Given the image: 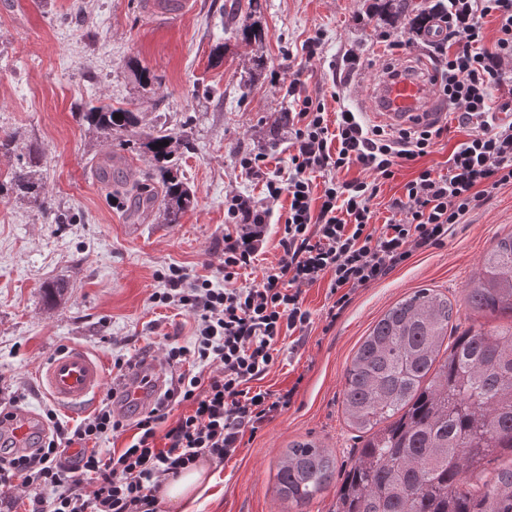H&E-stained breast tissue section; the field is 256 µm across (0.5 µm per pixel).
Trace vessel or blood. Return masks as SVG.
<instances>
[{
    "mask_svg": "<svg viewBox=\"0 0 512 512\" xmlns=\"http://www.w3.org/2000/svg\"><path fill=\"white\" fill-rule=\"evenodd\" d=\"M196 0H140L143 14L159 20H173L193 12ZM374 118L389 126H406L413 121L434 120V93L428 76L402 66L382 75L372 92ZM38 380L60 407L69 409L82 405L104 385L102 363L84 349L73 347L53 354L38 373ZM162 375L155 366L133 367L119 388L127 401L140 402L149 392L158 391ZM40 429L34 412L17 410L14 440L25 448Z\"/></svg>",
    "mask_w": 512,
    "mask_h": 512,
    "instance_id": "vessel-or-blood-1",
    "label": "vessel or blood"
}]
</instances>
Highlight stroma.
<instances>
[{
	"label": "stroma",
	"instance_id": "obj_1",
	"mask_svg": "<svg viewBox=\"0 0 512 512\" xmlns=\"http://www.w3.org/2000/svg\"><path fill=\"white\" fill-rule=\"evenodd\" d=\"M0 0V406L38 415L55 409L74 428L98 408L99 397L64 410L41 390L37 373L55 351L81 347L98 358L105 388L116 385V358L161 363L165 381L179 374L164 365L170 342L192 343L186 312L151 303L163 290L160 272L179 266L223 286L219 266L231 196L262 201V185L240 166L249 154H266L270 169L288 166L287 130L274 120L288 111L285 91L300 80L303 94L326 112L360 111L377 73L389 60L433 69L422 39L407 20L381 15L376 0H197L194 13L159 23L138 0ZM253 19L263 45L242 40L238 27ZM406 42L388 53L380 34ZM320 36L317 56L304 42ZM360 63L350 66L347 57ZM154 80L141 87L137 73ZM104 101L140 112L146 125L187 131L177 166L191 189L192 206L179 223H162L164 190L140 128L115 134L103 145L80 117ZM432 153L397 167L374 200L375 224L424 168L446 172L453 148L468 127L447 113ZM40 151L37 173L44 204L11 186L30 150ZM512 232V185L454 225L444 244L418 251L382 281L359 289L336 321L327 281L302 294L311 325L301 346L281 348L262 388L298 386L287 410L255 435L244 436L232 458L209 461L215 483L196 512H334L328 487L308 506L280 498L277 472L292 442L313 440L337 462L356 458L361 441L343 407L345 372L383 314L419 288L448 296L457 336L469 327L490 330L503 320L472 313L466 286L498 238Z\"/></svg>",
	"mask_w": 512,
	"mask_h": 512
}]
</instances>
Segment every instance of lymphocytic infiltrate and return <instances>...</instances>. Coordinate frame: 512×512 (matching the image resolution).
Returning <instances> with one entry per match:
<instances>
[{
	"mask_svg": "<svg viewBox=\"0 0 512 512\" xmlns=\"http://www.w3.org/2000/svg\"><path fill=\"white\" fill-rule=\"evenodd\" d=\"M488 16L498 23L490 50L480 24ZM435 30L440 60L433 82L473 128L450 154L447 172L421 170L391 203L392 218L375 226L372 201L381 181L396 166L430 154L442 127L389 131L348 110L331 121L323 103L290 83L288 170L269 171L260 153L242 159L246 174L263 181L265 197L260 204L242 195L230 199L235 229L224 236L223 287L172 266L161 275L164 291L150 297L195 322L192 346L172 343L165 353L167 363L185 367L176 384L136 422L115 412L110 392L75 428L55 427L31 448H6L0 454L1 488L16 480L35 488L31 512H157V492L169 476L206 457L230 458L244 433H257L291 405L295 388L270 391L255 383L274 364L280 340L306 334L311 313L303 306L304 288L327 280L335 296L327 316L336 318L358 289L383 280L414 252L442 245L454 224L493 190L512 184V122L488 121L494 89L512 85V70L502 67L512 60V0H448ZM353 165L369 172V179L339 180L338 172ZM317 175L324 184L318 198ZM283 196L289 199L279 241L283 256L263 269L260 281L240 283L242 271L258 260ZM173 401L192 410L160 431ZM130 427L135 433L125 448L108 454L98 449V441ZM85 475L96 479L88 496L79 489Z\"/></svg>",
	"mask_w": 512,
	"mask_h": 512,
	"instance_id": "f902f5d3",
	"label": "lymphocytic infiltrate"
}]
</instances>
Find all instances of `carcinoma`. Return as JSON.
<instances>
[{"mask_svg": "<svg viewBox=\"0 0 512 512\" xmlns=\"http://www.w3.org/2000/svg\"><path fill=\"white\" fill-rule=\"evenodd\" d=\"M81 117L107 142L142 119L110 104ZM183 144V135L162 127L144 133L165 189L164 224L179 223L192 204L174 162ZM40 161L30 156L29 170L12 177L36 198ZM466 300L473 312L512 320V234L483 258ZM452 317L445 296L420 288L390 308L359 346L346 371L343 405L366 438L336 487L335 512H512V464L480 484L463 480L512 453V323L465 330L439 363ZM335 474L336 461L317 443L294 442L277 473L279 494L302 508Z\"/></svg>", "mask_w": 512, "mask_h": 512, "instance_id": "cac0c4a2", "label": "carcinoma"}]
</instances>
